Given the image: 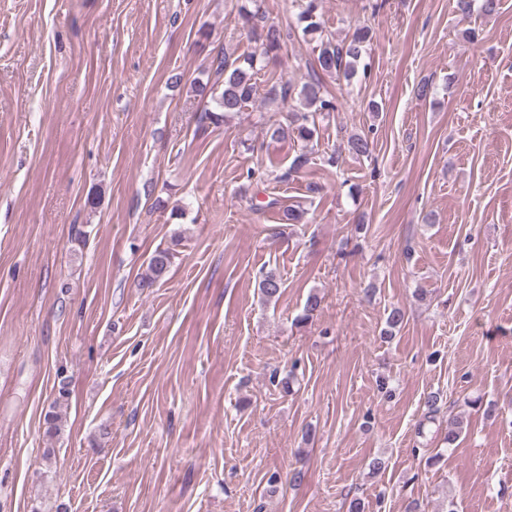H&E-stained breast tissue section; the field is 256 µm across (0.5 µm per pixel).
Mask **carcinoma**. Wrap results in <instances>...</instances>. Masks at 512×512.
I'll list each match as a JSON object with an SVG mask.
<instances>
[{"label": "carcinoma", "mask_w": 512, "mask_h": 512, "mask_svg": "<svg viewBox=\"0 0 512 512\" xmlns=\"http://www.w3.org/2000/svg\"><path fill=\"white\" fill-rule=\"evenodd\" d=\"M318 9L319 0H306L298 14V22L303 24V34L318 42L315 65L310 67L311 80L304 83L298 92V100L304 111L294 112L289 124L281 125L273 131L274 137L283 138L291 134L298 141H311L316 132L317 115L336 110L335 101L324 97L321 92V75H334L347 80L353 78L373 38V31L367 26L357 28L350 38L340 42L324 37ZM238 17L245 27L252 30L262 28L259 47L233 60L223 53L217 55L213 60L214 80L204 83L196 79L192 83L196 96L214 102L221 109L219 113H206V118L216 124L224 121L228 115L242 111L254 99L258 91L256 76L282 49L287 39L281 28L273 24L263 25L264 0H242L238 7ZM347 149L353 155L367 157L371 154V142L367 135L355 133L349 136ZM174 258V249L170 247L155 249L148 258L147 272L138 282V286L151 288L163 281L170 271ZM258 288L266 300L275 299L281 295L282 278L276 272L268 271L262 275ZM404 319L405 311L402 308H392L388 313L386 328L382 335H393V330L400 327ZM68 397V383L63 379L59 385L58 397L44 414V433L49 438L61 433L58 404Z\"/></svg>", "instance_id": "obj_1"}]
</instances>
